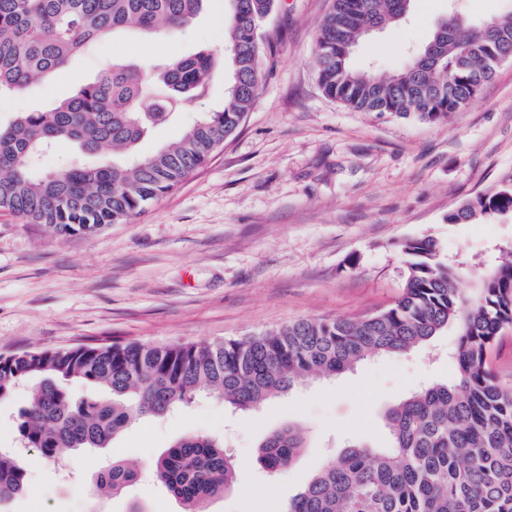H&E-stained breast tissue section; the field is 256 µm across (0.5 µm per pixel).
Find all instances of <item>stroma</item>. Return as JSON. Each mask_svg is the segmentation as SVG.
<instances>
[{
	"mask_svg": "<svg viewBox=\"0 0 512 512\" xmlns=\"http://www.w3.org/2000/svg\"><path fill=\"white\" fill-rule=\"evenodd\" d=\"M331 0H276L265 24L269 73L239 130L180 187L126 224L59 238L0 211V355L82 345L242 338L299 319L358 318L401 293L397 244L429 236L467 262L479 282L512 243V216L452 224L462 202L512 176V62L463 111L439 123L358 112L327 98L314 47ZM504 0H418L410 20L360 43L353 63L389 73L405 47L425 42L449 9L472 25ZM201 49L224 54L221 0L185 31L108 38L49 81L0 98V122L43 108L97 77L113 58L143 61ZM225 83L156 127L141 154L178 139L224 102ZM456 329L406 354L373 357L331 378L313 377L251 411L207 398L145 418L111 447L65 451L62 464L27 450L24 495L9 512H181L143 479L98 496L93 472L115 460L148 465L178 437L223 438L240 465L208 512H276L324 462L357 441L388 446L387 412L425 381L452 377ZM292 422L308 446L283 475L257 462L264 436Z\"/></svg>",
	"mask_w": 512,
	"mask_h": 512,
	"instance_id": "obj_1",
	"label": "stroma"
}]
</instances>
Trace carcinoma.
Masks as SVG:
<instances>
[{
  "label": "carcinoma",
  "instance_id": "obj_1",
  "mask_svg": "<svg viewBox=\"0 0 512 512\" xmlns=\"http://www.w3.org/2000/svg\"><path fill=\"white\" fill-rule=\"evenodd\" d=\"M209 0H0V97L18 95L67 67L109 35H162L192 24ZM415 0H333L316 39L317 82L356 111L435 123L467 108L512 60V8L481 25L451 12L395 72L352 65L368 30L402 24ZM275 0H223L227 52L208 50L140 66L118 59L48 109L18 112L0 124V211L60 237L125 224L176 190L233 135L263 80V24ZM227 79L224 105L182 137L142 155L139 143L159 125ZM61 144L112 162L39 167ZM512 213V177L448 214L450 224ZM407 275L390 305L358 319H300L244 339L185 344L78 346L0 356V400L29 385L16 416L21 442L49 461L65 449L108 448L129 425L160 418L205 395L237 410L255 409L313 375L334 376L375 356L430 344L454 327L456 376L430 381L388 413L390 446L356 444L327 460L285 512H512V388L495 381L491 358L512 328V261L499 276L465 287L462 264L432 238L400 242ZM73 381L87 393L75 398ZM303 430L288 423L260 444L270 474L288 470ZM155 483L182 506L224 495L236 462L224 442L186 435L151 464ZM29 459L0 451V507L27 486ZM96 488L118 496L140 480L137 465L114 462L95 472Z\"/></svg>",
  "mask_w": 512,
  "mask_h": 512
}]
</instances>
